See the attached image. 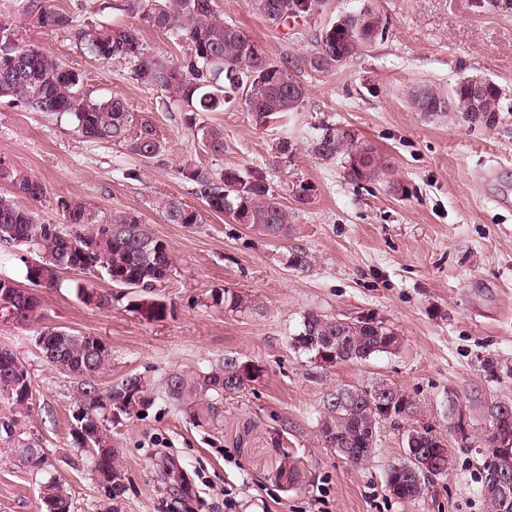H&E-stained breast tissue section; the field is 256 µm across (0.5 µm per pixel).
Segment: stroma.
<instances>
[{
	"label": "stroma",
	"mask_w": 512,
	"mask_h": 512,
	"mask_svg": "<svg viewBox=\"0 0 512 512\" xmlns=\"http://www.w3.org/2000/svg\"><path fill=\"white\" fill-rule=\"evenodd\" d=\"M69 14L66 29L18 25L20 45L76 68L94 96L122 97L133 117L151 119L165 145L148 164L123 144L83 137L65 116L32 112L0 100V160L40 180L47 193L30 208L39 221L63 223L57 202L72 199L97 211L137 212L167 243L168 277L154 297L166 314L148 320L132 296L99 308L81 300L76 283L111 290L102 276L62 273L60 287L35 288L37 321L0 317V346L12 348L32 378L29 408L0 402V420L16 419L48 458L39 472L15 462L0 436V512H38L39 485L63 479L72 512H101L104 491L71 445L74 380L36 347L42 327H65L100 338L112 350L99 375L107 386L172 369L205 371L234 355L256 368L253 381L224 398V420L196 425L155 399L141 417L111 425L127 490L119 512H170L186 499L192 512H488L479 493L483 450L454 436L449 400L466 411L472 436L487 409L512 403V210L499 207L478 172L496 166L498 187L512 189V0H324L310 17L269 25L246 0H215L225 21L261 45L269 59L289 60L308 94L298 111L256 125L241 98L201 124L224 130V150L202 149L181 106L140 86L128 64L82 51L81 33L96 24H125V0H50ZM375 8L384 25L367 51L326 74L302 66L319 30L337 16ZM502 85L495 116L462 112L425 116L407 102L429 84L447 93L461 78ZM340 127L372 148L386 166L371 182L347 178L340 160L309 153L319 129ZM295 147L290 162L275 157L280 139ZM193 164L262 171L291 215L287 236L271 240L208 212L195 184L179 173ZM305 201H297L298 186ZM179 201L202 223H168L161 207ZM306 251V271L288 269L283 253ZM229 290L245 311L215 303ZM351 320L370 315L402 342L392 354L322 367L295 350L292 337L306 312ZM502 365L497 375L485 359ZM393 383L416 413L384 423L371 461L357 467L324 447L319 411L324 395L376 379ZM427 424L448 441L449 465L426 496L403 504L385 486L386 470L405 456L402 435Z\"/></svg>",
	"instance_id": "35a3bbf8"
}]
</instances>
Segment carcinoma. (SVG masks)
<instances>
[{"label": "carcinoma", "mask_w": 512, "mask_h": 512, "mask_svg": "<svg viewBox=\"0 0 512 512\" xmlns=\"http://www.w3.org/2000/svg\"><path fill=\"white\" fill-rule=\"evenodd\" d=\"M251 9L271 25H279L289 17L312 12L321 0H248ZM125 10L148 22L153 28L176 41L187 43V52L176 60L149 54L144 47L141 29L135 24L90 26L82 32L86 52L99 60L120 58L131 66L132 78L141 86L168 95L188 113L186 122L196 132L202 145L213 153L224 151V130L213 125L196 124L201 112H219L232 96H244L248 111L258 122L295 112L304 102L308 89L298 80L295 70L286 63L267 58L255 50L256 42L232 23L224 21L215 9L214 0H126ZM21 15L36 28L66 29L72 18L52 8L48 0H22ZM360 13L342 14L316 35L313 49L303 64L312 72L327 73L373 45L377 38L359 28ZM503 89L486 80L482 113L499 111ZM8 98L34 112L67 115L83 136L100 141L122 143L128 151L146 162L160 160L165 147L154 123L143 118L130 133L131 114L125 101L114 96L96 99L84 88L81 73L65 66L38 50L24 48L15 39L13 21L0 19V99ZM470 86L466 78L459 80L448 95L432 86L418 87L408 94V104L416 112L462 111L469 104ZM314 156L328 160L345 159L347 175L354 181H374L383 172L381 161L373 149L360 146L345 129L325 127L311 143ZM183 179L194 183L208 210L235 222L243 215L245 224L270 239L288 233V210L278 200L265 175L259 171L227 168L215 178L208 171L187 165L179 169ZM12 185L10 195H0V243L20 246L42 263L38 280L26 276L37 287L56 288L60 274L97 271L112 286L127 288L146 295L136 301L133 311L151 320L164 316L163 304L147 298L162 282L171 268L168 245L151 234L141 217L134 212L117 210L102 215L81 202L62 200L66 230L59 224H41L34 213L19 199L40 200L45 185L10 169L0 174V181ZM170 224H200L201 213L179 201L164 205ZM99 239L94 262L77 269V253L73 243L86 235ZM285 265L295 271L310 266L305 251L294 250L284 257ZM0 283V306L11 312L19 324L35 321L40 302L32 298L31 307H19L4 295ZM78 295L99 308L112 306L113 294L95 293L77 284ZM60 331L46 327L35 342L43 357L58 369L74 377L75 405L92 414L75 418L72 445L90 458L97 456L94 475L112 474V490L105 494L101 512H115L114 503L126 492L124 471L119 464L118 449L112 446L110 424L122 416H132L149 404L148 384L139 377L127 378L106 387L97 377L112 361V350L104 345L96 348L91 336L67 330L64 339L51 342ZM395 336L394 329L371 316L346 320L309 311L301 328L293 337V347L310 357L319 352L320 341L331 339V349L338 362L366 361L387 353L385 339ZM241 362L226 357L215 368L205 372L173 371L160 383L161 396L175 411L196 423H215L224 413V395L242 390L246 382L239 379ZM357 386H340L323 398L320 426L332 431L321 434L327 448H353L358 456L353 465H362L374 455L367 450L369 437L365 424L372 420V408L364 400L353 402L350 391ZM32 398V379L26 363L9 347H0V402L14 408H26ZM499 417L512 429V404L499 402L487 409V419ZM17 420L0 422V432L16 443L17 461L32 469L45 466L43 449L32 436H22ZM40 500L45 512H71L69 488L51 478L40 485Z\"/></svg>", "instance_id": "obj_1"}]
</instances>
